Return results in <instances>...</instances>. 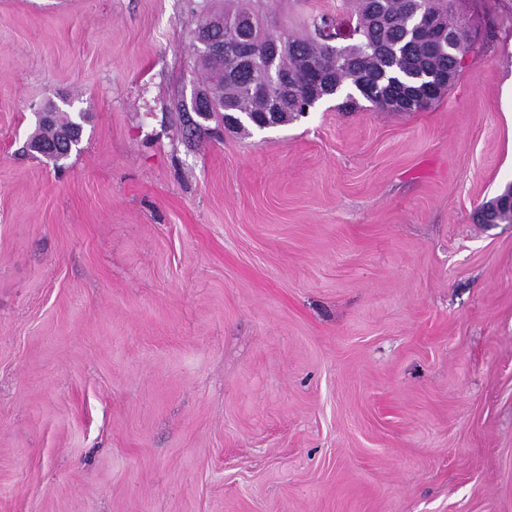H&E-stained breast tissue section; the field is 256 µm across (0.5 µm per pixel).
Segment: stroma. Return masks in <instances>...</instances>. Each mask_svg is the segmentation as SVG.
<instances>
[{
	"label": "stroma",
	"mask_w": 512,
	"mask_h": 512,
	"mask_svg": "<svg viewBox=\"0 0 512 512\" xmlns=\"http://www.w3.org/2000/svg\"><path fill=\"white\" fill-rule=\"evenodd\" d=\"M457 8L428 108L190 135L224 0H0V512H512V0ZM50 109L54 110L55 116L52 121L53 112H50L48 109L43 112H41L40 120H42L43 124V130L44 132L38 136L35 140L43 142L48 147H51L52 144H54L57 141L58 138V130L61 128H69L73 134H76L77 137L79 135H82V125L81 123L75 121L70 116L66 115L62 121H58L57 119V110H55L53 107H50ZM66 120V121H65ZM52 121V123H50ZM50 123V124H47ZM72 133H69L68 131H62L60 132V137L64 143L65 151H60L61 153L57 156L50 157L52 158L56 163L63 160L68 154L71 153L73 148H76L80 141H76L72 135Z\"/></svg>",
	"instance_id": "stroma-1"
}]
</instances>
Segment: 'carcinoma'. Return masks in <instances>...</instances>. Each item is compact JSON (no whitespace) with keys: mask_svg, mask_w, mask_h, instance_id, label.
Segmentation results:
<instances>
[{"mask_svg":"<svg viewBox=\"0 0 512 512\" xmlns=\"http://www.w3.org/2000/svg\"><path fill=\"white\" fill-rule=\"evenodd\" d=\"M224 13H244L257 21L261 36L256 46L272 40L266 32L267 17L260 10L259 0H226ZM429 14L443 17L449 29L450 40L433 44L424 37L429 31L423 28V19ZM336 20L341 27L351 29L352 38L345 45L347 56L340 62L330 61L326 42L317 36H298L286 30L288 47L280 57L279 65L295 82V92L289 95L288 110L279 113L277 123H285L303 112V91L312 82L309 62L320 64L318 75L332 76L336 83L353 87L378 109H383L382 98L392 96L402 104V111L415 112L429 106L440 97L436 91L412 92L408 89L407 73L425 70L434 76L456 73L472 51L465 20L456 15L450 0H337L336 14L318 12L310 15L312 27ZM204 74L216 83L211 95L217 107L214 114L222 112H269V100L249 91L253 81L251 72L236 70L234 57L212 60L199 56ZM68 128L76 135L82 134L81 123L70 116L64 120L53 119L43 125L37 140L47 146L54 144L58 130Z\"/></svg>","mask_w":512,"mask_h":512,"instance_id":"cac0c4a2","label":"carcinoma"}]
</instances>
